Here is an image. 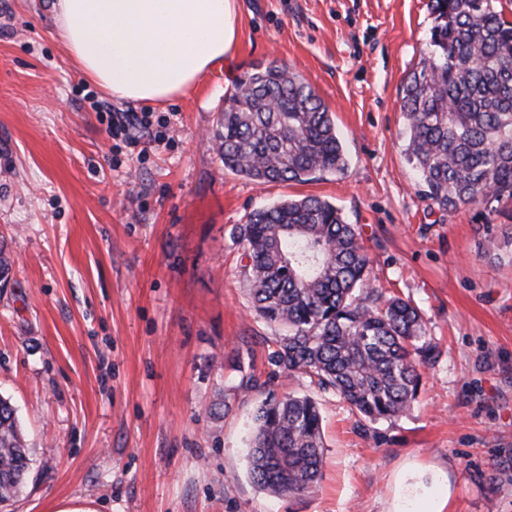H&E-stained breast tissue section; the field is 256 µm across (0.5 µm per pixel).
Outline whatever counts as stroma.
I'll use <instances>...</instances> for the list:
<instances>
[{
    "instance_id": "stroma-1",
    "label": "stroma",
    "mask_w": 512,
    "mask_h": 512,
    "mask_svg": "<svg viewBox=\"0 0 512 512\" xmlns=\"http://www.w3.org/2000/svg\"><path fill=\"white\" fill-rule=\"evenodd\" d=\"M429 0H238L224 68L110 133L105 92L53 38L51 0H0V397L32 460L0 512H394L402 485L443 512H512V200H431L404 152L400 97ZM286 65L332 112L341 173L258 185L225 169L212 132L257 66ZM317 196L363 229L378 285L409 299L438 347L403 416L359 420L334 391L277 367L236 225ZM314 398L322 478L301 497L257 486L255 406ZM101 108L103 112L108 113V127L111 133L112 124H114L123 132L131 145L138 144L141 136H143L142 132L148 130L151 126L143 113L139 115L138 112H122L113 116L111 108L107 104L103 103Z\"/></svg>"
}]
</instances>
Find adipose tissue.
Returning <instances> with one entry per match:
<instances>
[{
  "instance_id": "1",
  "label": "adipose tissue",
  "mask_w": 512,
  "mask_h": 512,
  "mask_svg": "<svg viewBox=\"0 0 512 512\" xmlns=\"http://www.w3.org/2000/svg\"><path fill=\"white\" fill-rule=\"evenodd\" d=\"M237 0H53L54 38L113 99L160 104L222 63Z\"/></svg>"
}]
</instances>
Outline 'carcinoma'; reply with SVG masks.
I'll list each match as a JSON object with an SVG mask.
<instances>
[{
    "instance_id": "obj_1",
    "label": "carcinoma",
    "mask_w": 512,
    "mask_h": 512,
    "mask_svg": "<svg viewBox=\"0 0 512 512\" xmlns=\"http://www.w3.org/2000/svg\"><path fill=\"white\" fill-rule=\"evenodd\" d=\"M496 0H430L429 48L407 77L405 154L444 209L512 199V21ZM213 139L224 167L251 181L306 182L342 172L347 157L327 107L284 65L246 74ZM234 235L256 316L285 328L275 363L334 390L371 423L406 413L418 366L436 358L420 310L373 286L359 227L316 196L254 211ZM247 452L254 482L278 496L311 494L322 476L314 399L270 396L254 413ZM30 458L15 407L0 397V503L26 490Z\"/></svg>"
}]
</instances>
